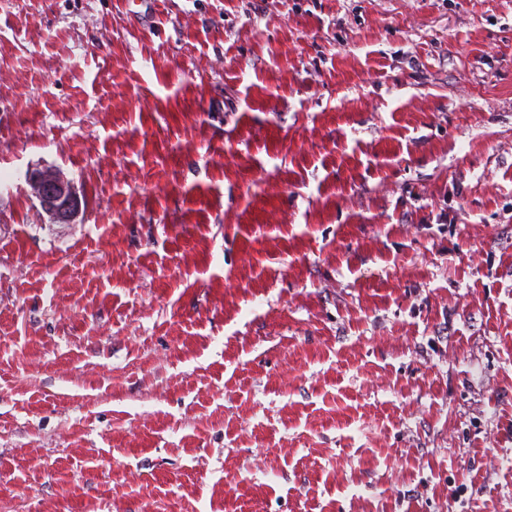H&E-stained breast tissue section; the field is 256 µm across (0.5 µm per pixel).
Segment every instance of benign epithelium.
<instances>
[{
	"label": "benign epithelium",
	"mask_w": 512,
	"mask_h": 512,
	"mask_svg": "<svg viewBox=\"0 0 512 512\" xmlns=\"http://www.w3.org/2000/svg\"><path fill=\"white\" fill-rule=\"evenodd\" d=\"M30 196L51 224H75L83 209L74 183L55 166L32 168L25 175Z\"/></svg>",
	"instance_id": "1"
}]
</instances>
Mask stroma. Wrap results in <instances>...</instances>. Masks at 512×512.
Listing matches in <instances>:
<instances>
[{
  "mask_svg": "<svg viewBox=\"0 0 512 512\" xmlns=\"http://www.w3.org/2000/svg\"><path fill=\"white\" fill-rule=\"evenodd\" d=\"M0 512H512V0H0ZM25 183L30 196L51 224H76L83 209L82 198L74 183L61 169L43 166L27 171Z\"/></svg>",
  "mask_w": 512,
  "mask_h": 512,
  "instance_id": "stroma-1",
  "label": "stroma"
}]
</instances>
